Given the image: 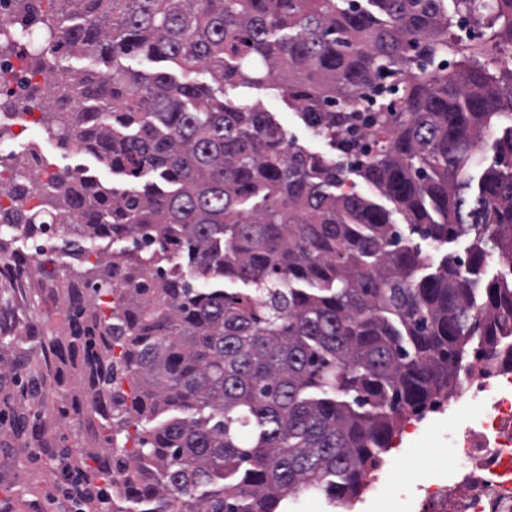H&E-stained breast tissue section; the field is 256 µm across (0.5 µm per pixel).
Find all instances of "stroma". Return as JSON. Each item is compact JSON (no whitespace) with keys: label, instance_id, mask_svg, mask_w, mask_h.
<instances>
[{"label":"stroma","instance_id":"35a3bbf8","mask_svg":"<svg viewBox=\"0 0 512 512\" xmlns=\"http://www.w3.org/2000/svg\"><path fill=\"white\" fill-rule=\"evenodd\" d=\"M229 97L261 102L289 137L307 151L330 156L334 150L291 110L281 91L269 87L229 90ZM48 160L62 168L84 169L103 183L142 188L113 176L111 170L80 151L42 141ZM36 275L0 276V512H60L64 481L57 468L63 453L77 454L79 444H95L85 422L62 416L59 392L77 391L63 378L49 351V339L67 327L53 302L38 293ZM479 408L470 397L447 411L410 415L399 443L383 454L378 481L351 507L326 496L296 493L287 512H430L425 488L446 478L460 457L459 437L477 425ZM403 485L404 497L386 496Z\"/></svg>","mask_w":512,"mask_h":512}]
</instances>
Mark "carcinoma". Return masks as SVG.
<instances>
[{
	"label": "carcinoma",
	"instance_id": "cac0c4a2",
	"mask_svg": "<svg viewBox=\"0 0 512 512\" xmlns=\"http://www.w3.org/2000/svg\"><path fill=\"white\" fill-rule=\"evenodd\" d=\"M451 2L51 0L30 57L46 72L43 125L115 175L152 178L119 191L54 177L38 206L0 210V255L81 217L57 239L85 269L37 274L69 328L51 352L83 391L61 393L60 412L105 431L103 447L62 458L83 512H278L301 490L350 503L407 412L512 345V276L481 277L491 253L512 258V69H490L512 45V0ZM459 17L482 31L459 39ZM58 53L93 66L49 63ZM132 53L223 88L279 79L413 232L468 235L467 258L434 265L403 243L387 210L260 103L134 73ZM70 90L92 107L61 111ZM491 129L495 161L474 186ZM127 236L133 250L89 261ZM173 252L197 282L163 271ZM115 279L125 291L106 303Z\"/></svg>",
	"mask_w": 512,
	"mask_h": 512
}]
</instances>
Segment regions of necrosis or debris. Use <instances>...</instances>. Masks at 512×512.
Here are the masks:
<instances>
[{"label":"necrosis or debris","instance_id":"4bbe7bcc","mask_svg":"<svg viewBox=\"0 0 512 512\" xmlns=\"http://www.w3.org/2000/svg\"><path fill=\"white\" fill-rule=\"evenodd\" d=\"M46 75L29 69L24 47L0 54V104L15 103L8 117L15 137L8 147L11 156L33 146L30 134L38 127L46 105ZM68 169L41 162L38 170H19L10 159L0 161V208L11 206L10 189L24 192L21 206H36L34 179L68 176ZM471 395L482 417L464 438L460 465L448 481L427 486L435 512H512V369L499 360L473 361L457 389Z\"/></svg>","mask_w":512,"mask_h":512}]
</instances>
